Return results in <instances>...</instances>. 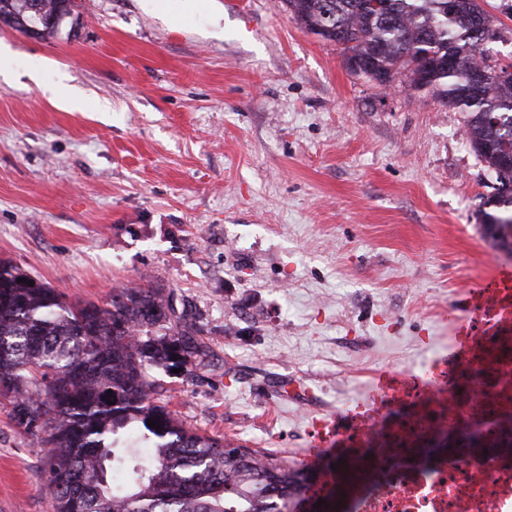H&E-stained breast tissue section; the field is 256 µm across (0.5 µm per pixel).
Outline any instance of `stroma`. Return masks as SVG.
<instances>
[{"label": "stroma", "mask_w": 512, "mask_h": 512, "mask_svg": "<svg viewBox=\"0 0 512 512\" xmlns=\"http://www.w3.org/2000/svg\"><path fill=\"white\" fill-rule=\"evenodd\" d=\"M76 4L72 37L0 25V259L75 304L162 289L207 356L152 371L156 400L300 465L316 419L448 349L512 270L480 229L495 176L463 113L351 73L280 0ZM48 477L0 396V512H53Z\"/></svg>", "instance_id": "1"}]
</instances>
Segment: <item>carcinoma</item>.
Listing matches in <instances>:
<instances>
[{"mask_svg": "<svg viewBox=\"0 0 512 512\" xmlns=\"http://www.w3.org/2000/svg\"><path fill=\"white\" fill-rule=\"evenodd\" d=\"M30 0H0L17 30ZM282 0L301 29L336 43L370 81L425 90L466 114L474 151L501 190L480 210L490 245L512 258V80L482 29H509L480 0ZM51 15L74 0H40ZM460 59L448 64V51ZM0 259V390L17 426L49 447L54 512H293L311 473L180 424L153 394L149 371L192 374L200 329L158 288H115L110 307L75 306L44 282L19 281ZM160 423L151 428L147 420Z\"/></svg>", "mask_w": 512, "mask_h": 512, "instance_id": "1", "label": "carcinoma"}]
</instances>
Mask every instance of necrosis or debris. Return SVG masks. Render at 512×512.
<instances>
[{"mask_svg": "<svg viewBox=\"0 0 512 512\" xmlns=\"http://www.w3.org/2000/svg\"><path fill=\"white\" fill-rule=\"evenodd\" d=\"M464 331L372 399H349L345 427L315 420L305 512L342 483L345 512H512V285L474 293ZM443 431L452 455L421 465L422 448Z\"/></svg>", "mask_w": 512, "mask_h": 512, "instance_id": "1", "label": "necrosis or debris"}]
</instances>
